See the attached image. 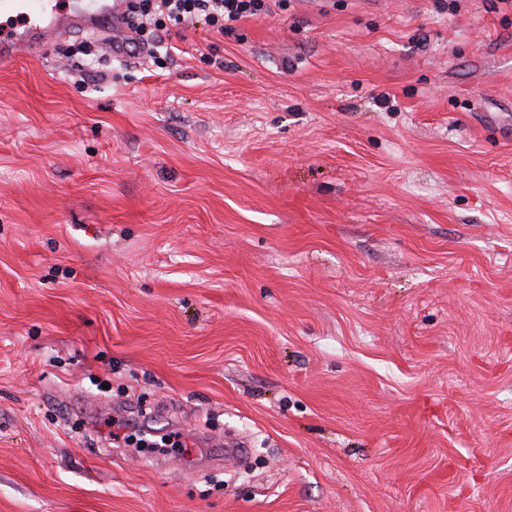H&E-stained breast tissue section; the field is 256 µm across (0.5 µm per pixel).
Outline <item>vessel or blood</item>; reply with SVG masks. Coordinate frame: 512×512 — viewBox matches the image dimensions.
<instances>
[{"instance_id": "1", "label": "vessel or blood", "mask_w": 512, "mask_h": 512, "mask_svg": "<svg viewBox=\"0 0 512 512\" xmlns=\"http://www.w3.org/2000/svg\"><path fill=\"white\" fill-rule=\"evenodd\" d=\"M126 0H0V61L38 54L54 40L119 27Z\"/></svg>"}]
</instances>
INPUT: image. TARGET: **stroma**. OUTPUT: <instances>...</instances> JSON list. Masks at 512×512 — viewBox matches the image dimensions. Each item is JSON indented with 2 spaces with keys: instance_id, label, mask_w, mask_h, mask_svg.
Here are the masks:
<instances>
[{
  "instance_id": "obj_1",
  "label": "stroma",
  "mask_w": 512,
  "mask_h": 512,
  "mask_svg": "<svg viewBox=\"0 0 512 512\" xmlns=\"http://www.w3.org/2000/svg\"><path fill=\"white\" fill-rule=\"evenodd\" d=\"M79 41L0 62V512H512V0ZM144 421L143 415L112 420V422L107 423V434L113 441V444L123 443L127 446L133 445L135 448L189 447L186 441L183 440V435L180 432H171L170 434L158 436L145 430ZM155 437H160V439H154Z\"/></svg>"
}]
</instances>
